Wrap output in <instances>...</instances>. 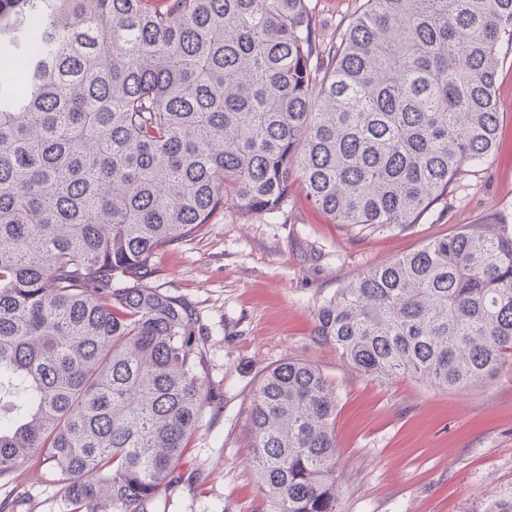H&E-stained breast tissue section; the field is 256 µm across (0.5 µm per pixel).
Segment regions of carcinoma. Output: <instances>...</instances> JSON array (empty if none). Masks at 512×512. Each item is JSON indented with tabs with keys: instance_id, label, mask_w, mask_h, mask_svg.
<instances>
[{
	"instance_id": "cac0c4a2",
	"label": "carcinoma",
	"mask_w": 512,
	"mask_h": 512,
	"mask_svg": "<svg viewBox=\"0 0 512 512\" xmlns=\"http://www.w3.org/2000/svg\"><path fill=\"white\" fill-rule=\"evenodd\" d=\"M512 0H0V479L51 465L66 512H156L208 399L162 247L295 183L337 224H411L493 155ZM313 336L358 371L465 390L512 356V229L489 220L348 281ZM336 388L288 359L250 406L269 512H341ZM363 0H310L316 26L328 37L344 29L361 7Z\"/></svg>"
}]
</instances>
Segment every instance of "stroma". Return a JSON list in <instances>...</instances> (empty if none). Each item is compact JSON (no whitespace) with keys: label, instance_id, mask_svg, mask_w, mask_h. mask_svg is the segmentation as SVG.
Masks as SVG:
<instances>
[{"label":"stroma","instance_id":"35a3bbf8","mask_svg":"<svg viewBox=\"0 0 512 512\" xmlns=\"http://www.w3.org/2000/svg\"><path fill=\"white\" fill-rule=\"evenodd\" d=\"M362 3L310 0L328 35ZM499 57L498 148L416 224L383 232L336 224L298 185L278 219L220 212L157 251L154 285L199 317L209 393L181 460L184 479L162 491L159 512H265L249 409L262 371L286 359L313 364L337 390L342 512H496L512 501V363L457 392L409 375H364L312 335L318 303L366 270L491 214L512 224V47ZM17 494L21 512H63L49 465L0 481V499Z\"/></svg>","mask_w":512,"mask_h":512}]
</instances>
